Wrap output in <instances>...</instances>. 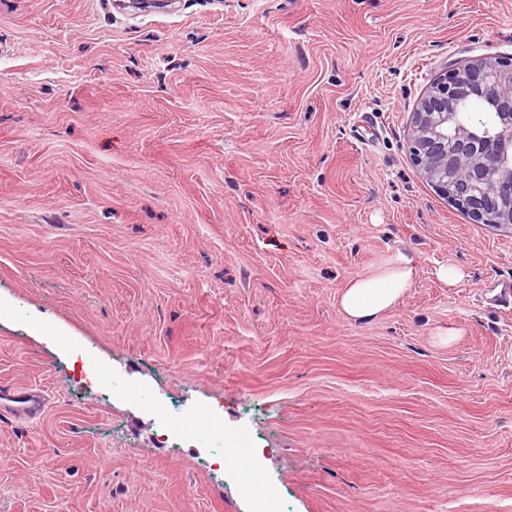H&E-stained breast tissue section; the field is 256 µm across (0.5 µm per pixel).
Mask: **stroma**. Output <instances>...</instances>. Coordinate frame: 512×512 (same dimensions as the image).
<instances>
[{
    "mask_svg": "<svg viewBox=\"0 0 512 512\" xmlns=\"http://www.w3.org/2000/svg\"><path fill=\"white\" fill-rule=\"evenodd\" d=\"M483 58L512 60V0H0V384L51 394L0 420V512H265L178 439L202 410L280 512H512V307L483 298L512 229L409 151L430 84ZM399 251L413 287L347 322ZM416 274L415 257L397 252L373 274L350 279L339 294V309L349 322L375 321L402 299Z\"/></svg>",
    "mask_w": 512,
    "mask_h": 512,
    "instance_id": "obj_1",
    "label": "stroma"
}]
</instances>
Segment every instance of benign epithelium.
<instances>
[{
    "label": "benign epithelium",
    "mask_w": 512,
    "mask_h": 512,
    "mask_svg": "<svg viewBox=\"0 0 512 512\" xmlns=\"http://www.w3.org/2000/svg\"><path fill=\"white\" fill-rule=\"evenodd\" d=\"M486 99L501 123L480 143L456 107ZM411 156L437 190L485 224L512 227V65L483 59L435 80L412 116Z\"/></svg>",
    "instance_id": "1"
}]
</instances>
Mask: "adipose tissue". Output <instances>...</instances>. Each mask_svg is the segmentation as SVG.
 Masks as SVG:
<instances>
[{
    "instance_id": "adipose-tissue-1",
    "label": "adipose tissue",
    "mask_w": 512,
    "mask_h": 512,
    "mask_svg": "<svg viewBox=\"0 0 512 512\" xmlns=\"http://www.w3.org/2000/svg\"><path fill=\"white\" fill-rule=\"evenodd\" d=\"M416 274L414 256L397 252L373 274L350 279L339 294V309L349 322L375 321L402 299Z\"/></svg>"
}]
</instances>
